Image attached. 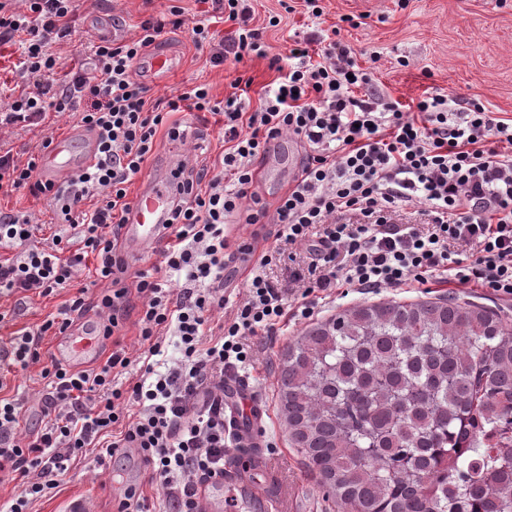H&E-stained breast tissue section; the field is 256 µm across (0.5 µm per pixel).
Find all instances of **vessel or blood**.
Instances as JSON below:
<instances>
[{"label":"vessel or blood","mask_w":512,"mask_h":512,"mask_svg":"<svg viewBox=\"0 0 512 512\" xmlns=\"http://www.w3.org/2000/svg\"><path fill=\"white\" fill-rule=\"evenodd\" d=\"M151 82H162L174 68L170 56L157 54L141 59ZM180 155L171 152L160 162L153 176L144 180L124 216L119 230V243L129 260H137L158 250L164 241L159 230L170 216L173 196L170 186L178 168ZM76 168L75 144L71 136L56 137L42 162V177L56 181ZM109 343L96 335L86 320H74L65 332L56 336L52 352L56 360L70 368L80 370L100 363ZM224 410L235 424V432L241 446L249 448L247 457L237 459L233 468L204 479L197 488L200 512H233L234 505L224 495L225 487L248 474L263 473L265 414L249 382L240 378H227L224 384ZM264 478L255 482L253 494L262 499L274 489L276 479L263 473Z\"/></svg>","instance_id":"obj_1"}]
</instances>
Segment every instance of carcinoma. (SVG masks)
I'll return each instance as SVG.
<instances>
[{"label":"carcinoma","instance_id":"1","mask_svg":"<svg viewBox=\"0 0 512 512\" xmlns=\"http://www.w3.org/2000/svg\"><path fill=\"white\" fill-rule=\"evenodd\" d=\"M288 437L345 512H512V331L454 297L347 310L288 346Z\"/></svg>","mask_w":512,"mask_h":512}]
</instances>
